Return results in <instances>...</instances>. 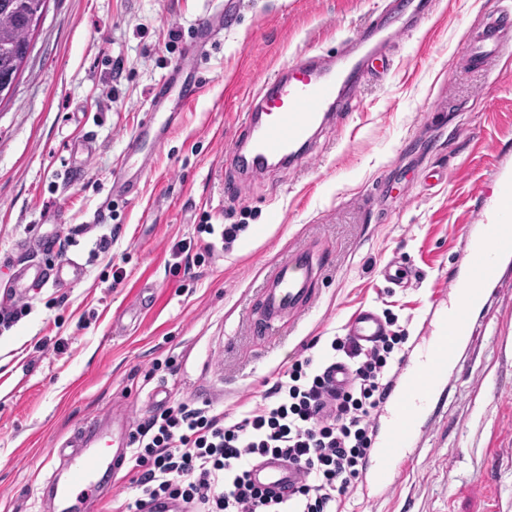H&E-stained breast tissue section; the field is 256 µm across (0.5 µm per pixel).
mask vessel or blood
Wrapping results in <instances>:
<instances>
[{"mask_svg":"<svg viewBox=\"0 0 512 512\" xmlns=\"http://www.w3.org/2000/svg\"><path fill=\"white\" fill-rule=\"evenodd\" d=\"M223 28L224 16L216 14L180 61L177 70L185 75L180 87L181 105H189L201 94L195 75L200 50ZM508 49H512V6L491 18L463 45L460 59L465 67L484 70ZM389 70V62L379 61L376 53L361 59L351 48L336 58L302 57L279 68L251 96L241 119L242 140L234 154L235 161L246 174L254 175L263 173L270 159L295 158L316 128L334 120L346 92L361 78L380 80ZM171 124L170 117L152 111L139 130L131 134L127 156L137 169H145L150 158L144 150V133H153L151 143L157 148ZM501 196L502 204L483 223L471 228L464 245V263L448 281L453 301L445 318L447 335L433 338L417 362L402 367L390 388L385 410L388 424L377 437L371 455L380 485H387L397 463L418 447L431 424L432 408L446 391L448 369L459 364L460 343L473 332V313L485 299L487 284L503 262L512 260V177L502 180ZM79 273L78 264L70 260L58 265L50 275L64 281ZM50 275L42 268L31 267L19 276L16 285L22 288L27 282L38 283ZM312 275L313 261L308 252H297L281 262L263 292L270 317H280L301 304L308 295ZM347 329L350 336L367 343L379 336L384 326L375 310L365 309L352 317ZM69 444L75 453L67 460V481L56 487L55 493L64 499L80 500L84 512H100L99 475L104 471L117 473L124 465L128 432L122 425L108 433L86 427L78 430ZM298 477L294 466L272 457L251 470V479L257 486L274 491L294 484Z\"/></svg>","mask_w":512,"mask_h":512,"instance_id":"b4317fda","label":"vessel or blood"}]
</instances>
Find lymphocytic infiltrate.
Masks as SVG:
<instances>
[{"instance_id": "lymphocytic-infiltrate-1", "label": "lymphocytic infiltrate", "mask_w": 512, "mask_h": 512, "mask_svg": "<svg viewBox=\"0 0 512 512\" xmlns=\"http://www.w3.org/2000/svg\"><path fill=\"white\" fill-rule=\"evenodd\" d=\"M385 322L390 332L371 347L336 336L322 361L280 368L262 401L237 417L181 401L138 423L126 474L135 498L115 512H143L159 497L182 512H334L372 454V423L408 339L394 316ZM339 364L349 372L341 386L332 376ZM270 456L296 466L293 488L275 492L251 481V468Z\"/></svg>"}]
</instances>
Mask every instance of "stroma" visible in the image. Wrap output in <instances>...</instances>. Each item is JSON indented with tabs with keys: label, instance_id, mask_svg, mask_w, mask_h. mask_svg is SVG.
I'll return each instance as SVG.
<instances>
[{
	"label": "stroma",
	"instance_id": "obj_1",
	"mask_svg": "<svg viewBox=\"0 0 512 512\" xmlns=\"http://www.w3.org/2000/svg\"><path fill=\"white\" fill-rule=\"evenodd\" d=\"M511 1L441 0L443 24L393 39L390 77L362 86L301 160L244 180L231 148L261 78L298 54L336 53L379 0H242L205 48L203 95L124 196L111 173L130 135L224 0H48L0 104V296L31 265L71 259L83 275L34 285L0 321V512H55L41 488L78 428L116 416L132 427L184 400L234 416L260 403L276 368L323 356L360 309L394 314L413 358L437 330L470 225L512 176V52L485 71L459 56ZM70 166L84 177L67 186ZM223 179L244 187L225 197ZM60 207L44 248L38 233ZM204 224L241 230L223 249ZM300 250L319 266L312 299L263 333L260 290ZM144 287L153 305L129 314ZM474 324L391 490L366 468L338 512H512V263Z\"/></svg>",
	"mask_w": 512,
	"mask_h": 512
}]
</instances>
